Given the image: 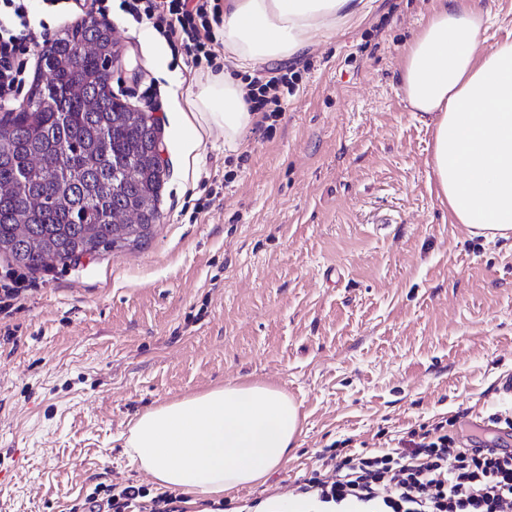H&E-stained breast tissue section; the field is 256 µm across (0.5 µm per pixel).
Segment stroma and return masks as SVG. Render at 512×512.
<instances>
[{
  "label": "stroma",
  "instance_id": "1",
  "mask_svg": "<svg viewBox=\"0 0 512 512\" xmlns=\"http://www.w3.org/2000/svg\"><path fill=\"white\" fill-rule=\"evenodd\" d=\"M434 4L371 0L289 58L301 79L272 133L259 122L230 143L212 127L189 167L194 83L255 66L219 44L197 67L150 26L107 17L110 87L158 122L159 218L142 245L26 271L0 318V512H71L100 485L161 493L124 447L135 417L228 383L287 391L302 432L265 483L184 512H289L324 456L438 423L512 448L478 430L512 421V240L452 223L431 129L401 89Z\"/></svg>",
  "mask_w": 512,
  "mask_h": 512
}]
</instances>
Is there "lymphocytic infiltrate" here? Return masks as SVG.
<instances>
[{"label":"lymphocytic infiltrate","instance_id":"obj_1","mask_svg":"<svg viewBox=\"0 0 512 512\" xmlns=\"http://www.w3.org/2000/svg\"><path fill=\"white\" fill-rule=\"evenodd\" d=\"M99 14L120 10L151 26L193 64L213 63L220 0H93ZM71 0H0V108L10 106L29 76L33 29L41 15L70 11ZM300 75L285 67L245 79L250 111L282 115ZM328 474L304 480L295 495L305 512H512V454L463 448L441 427L410 431L393 448L353 453ZM110 512H183L182 496L150 495L142 486L112 485L85 498Z\"/></svg>","mask_w":512,"mask_h":512}]
</instances>
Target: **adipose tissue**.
I'll return each instance as SVG.
<instances>
[{
  "label": "adipose tissue",
  "mask_w": 512,
  "mask_h": 512,
  "mask_svg": "<svg viewBox=\"0 0 512 512\" xmlns=\"http://www.w3.org/2000/svg\"><path fill=\"white\" fill-rule=\"evenodd\" d=\"M367 0H225L224 51L252 65L282 61L317 35L363 17ZM490 13L474 0H437L407 45L401 86L432 129L429 161L454 223L488 239L512 237V38L483 48ZM184 152L208 129L239 139L254 116L230 73L197 83ZM302 431L299 406L280 388L229 383L137 415L125 446L157 483L223 497L282 466Z\"/></svg>",
  "instance_id": "adipose-tissue-1"
}]
</instances>
